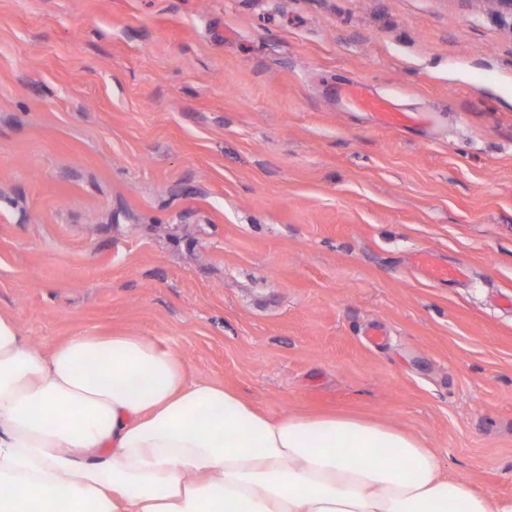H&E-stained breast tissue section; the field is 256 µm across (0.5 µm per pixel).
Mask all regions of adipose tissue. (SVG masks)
Here are the masks:
<instances>
[{
  "instance_id": "adipose-tissue-1",
  "label": "adipose tissue",
  "mask_w": 512,
  "mask_h": 512,
  "mask_svg": "<svg viewBox=\"0 0 512 512\" xmlns=\"http://www.w3.org/2000/svg\"><path fill=\"white\" fill-rule=\"evenodd\" d=\"M410 432L273 418L165 341L81 331L45 355L0 313V512H512Z\"/></svg>"
}]
</instances>
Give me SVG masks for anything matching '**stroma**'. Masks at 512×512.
<instances>
[{"label": "stroma", "instance_id": "obj_1", "mask_svg": "<svg viewBox=\"0 0 512 512\" xmlns=\"http://www.w3.org/2000/svg\"><path fill=\"white\" fill-rule=\"evenodd\" d=\"M360 80L427 112L398 132ZM428 251L462 278L434 283ZM0 312L161 338L512 497V22L490 0H0ZM360 112H367L379 125L401 131L414 125L427 124L422 112H402L394 108L386 99L368 91L365 84L354 81L339 91Z\"/></svg>", "mask_w": 512, "mask_h": 512}]
</instances>
